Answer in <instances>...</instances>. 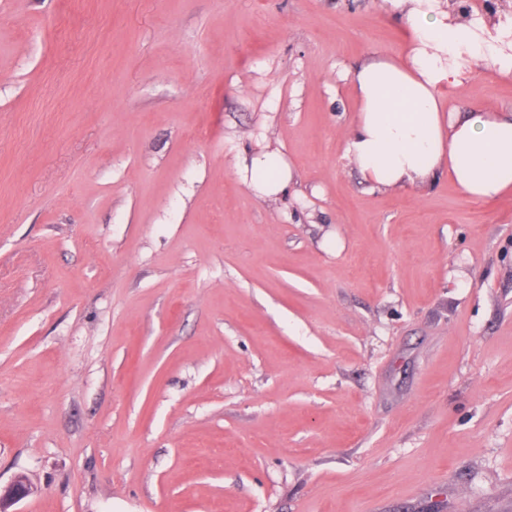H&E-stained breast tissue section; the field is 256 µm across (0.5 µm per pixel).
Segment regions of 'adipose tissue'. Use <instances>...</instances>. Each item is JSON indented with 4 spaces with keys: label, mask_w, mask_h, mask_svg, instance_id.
<instances>
[{
    "label": "adipose tissue",
    "mask_w": 512,
    "mask_h": 512,
    "mask_svg": "<svg viewBox=\"0 0 512 512\" xmlns=\"http://www.w3.org/2000/svg\"><path fill=\"white\" fill-rule=\"evenodd\" d=\"M402 26L399 57L372 55L351 73L359 110L345 156L373 188L421 186L448 173L459 192L491 202L512 193V113L447 110L445 88L461 86L470 62L512 74V17L456 21L443 0H384ZM254 191L273 195L293 178L274 153L244 168Z\"/></svg>",
    "instance_id": "1"
}]
</instances>
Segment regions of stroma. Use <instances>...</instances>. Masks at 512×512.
Masks as SVG:
<instances>
[{
	"mask_svg": "<svg viewBox=\"0 0 512 512\" xmlns=\"http://www.w3.org/2000/svg\"><path fill=\"white\" fill-rule=\"evenodd\" d=\"M400 45L381 0H0L16 512H512V196L344 156L351 71ZM244 171L245 181L249 182V187L264 195L279 193L293 179L289 163L287 166L275 153L252 157ZM35 491V487L25 474H17L11 483L0 492V511L9 512V508L27 498Z\"/></svg>",
	"mask_w": 512,
	"mask_h": 512,
	"instance_id": "stroma-1",
	"label": "stroma"
}]
</instances>
